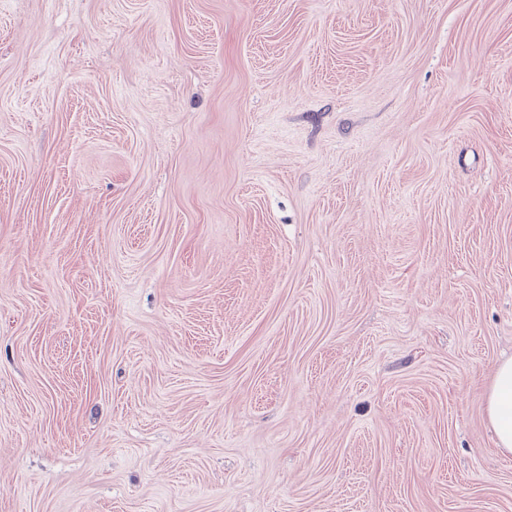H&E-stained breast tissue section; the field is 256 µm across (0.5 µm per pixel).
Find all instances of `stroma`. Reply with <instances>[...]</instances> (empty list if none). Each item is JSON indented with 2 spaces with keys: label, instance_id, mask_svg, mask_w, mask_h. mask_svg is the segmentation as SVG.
I'll list each match as a JSON object with an SVG mask.
<instances>
[{
  "label": "stroma",
  "instance_id": "35a3bbf8",
  "mask_svg": "<svg viewBox=\"0 0 512 512\" xmlns=\"http://www.w3.org/2000/svg\"><path fill=\"white\" fill-rule=\"evenodd\" d=\"M512 0H0V512H512ZM487 415L497 447L512 452V360L500 363L487 392Z\"/></svg>",
  "mask_w": 512,
  "mask_h": 512
}]
</instances>
